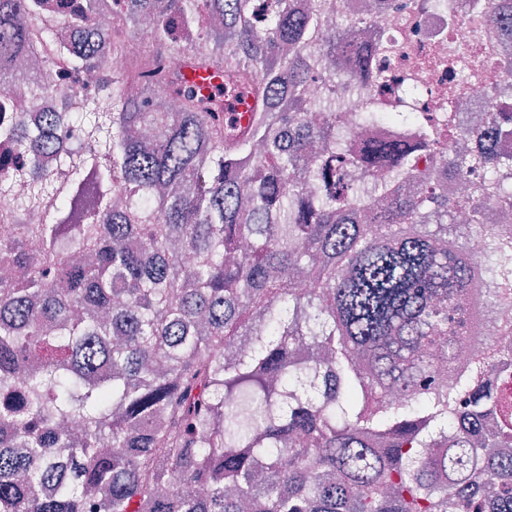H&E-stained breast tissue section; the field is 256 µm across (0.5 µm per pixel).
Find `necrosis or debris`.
Segmentation results:
<instances>
[{"label": "necrosis or debris", "mask_w": 512, "mask_h": 512, "mask_svg": "<svg viewBox=\"0 0 512 512\" xmlns=\"http://www.w3.org/2000/svg\"><path fill=\"white\" fill-rule=\"evenodd\" d=\"M375 8L367 26L372 40L391 44L393 53L387 64L389 84L380 87L366 75H353L351 68L336 73V110L350 127V149H357L362 128H371L380 137L410 138L407 122L368 121L366 105L382 100L391 112L434 110L449 82L459 88L460 106L456 112L461 127H470L495 110L512 112V73L501 67L502 59L512 58V38L494 37L489 15L493 0H373ZM482 46L488 55L487 83H472L467 74H449L437 67L439 57L455 46ZM47 93L32 103H25L16 93L0 97V126L14 115L37 120L40 113L58 112L63 106L76 105L59 74L45 76Z\"/></svg>", "instance_id": "1"}]
</instances>
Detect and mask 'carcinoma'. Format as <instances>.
Returning <instances> with one entry per match:
<instances>
[{
  "label": "carcinoma",
  "instance_id": "carcinoma-1",
  "mask_svg": "<svg viewBox=\"0 0 512 512\" xmlns=\"http://www.w3.org/2000/svg\"><path fill=\"white\" fill-rule=\"evenodd\" d=\"M102 9L0 0V93L43 94L24 52L75 76L103 43L156 45L67 114L85 147L55 112L0 129V512H512V224L491 208L512 155L452 153L455 113L415 112L390 115L415 139L349 156L308 86L363 19L334 36L320 0ZM215 57L257 102L240 135L185 82ZM352 163L386 177L364 193ZM32 208L49 223H18Z\"/></svg>",
  "mask_w": 512,
  "mask_h": 512
}]
</instances>
